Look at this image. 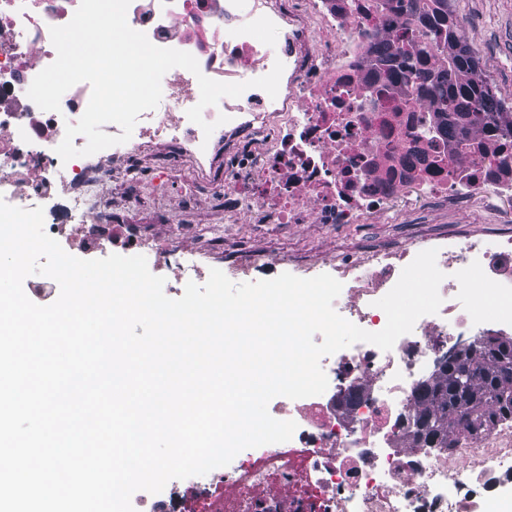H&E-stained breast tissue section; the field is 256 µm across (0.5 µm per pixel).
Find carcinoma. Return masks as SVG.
<instances>
[{
  "label": "carcinoma",
  "instance_id": "carcinoma-1",
  "mask_svg": "<svg viewBox=\"0 0 512 512\" xmlns=\"http://www.w3.org/2000/svg\"><path fill=\"white\" fill-rule=\"evenodd\" d=\"M432 2L427 23L441 36L440 47L450 66L436 74L417 68L413 72L432 82L438 111L448 116L451 132L463 133L489 118L512 135V110L478 78V61L456 34L448 0ZM417 398L424 410L416 424L430 434V446L451 448L462 428L473 434L500 418H512V354L501 357L480 349L477 355L448 366L432 386H422Z\"/></svg>",
  "mask_w": 512,
  "mask_h": 512
}]
</instances>
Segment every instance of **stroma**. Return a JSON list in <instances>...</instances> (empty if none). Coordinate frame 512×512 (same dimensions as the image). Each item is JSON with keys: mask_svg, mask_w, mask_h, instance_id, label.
<instances>
[{"mask_svg": "<svg viewBox=\"0 0 512 512\" xmlns=\"http://www.w3.org/2000/svg\"><path fill=\"white\" fill-rule=\"evenodd\" d=\"M450 8L461 23L460 39L480 62L481 74L498 97L512 103V0H449ZM195 180L191 163L179 164L164 181L155 174L145 173L146 185L156 186L162 195L168 215L164 224L153 225V233L162 239L179 238L187 260H195L198 244L180 238L185 224H197L220 233L225 240H247L263 251L289 254H322L328 257L363 243H375L403 235V224H268L255 227L249 224H228L223 214L200 208L188 213L180 207V197Z\"/></svg>", "mask_w": 512, "mask_h": 512, "instance_id": "35a3bbf8", "label": "stroma"}]
</instances>
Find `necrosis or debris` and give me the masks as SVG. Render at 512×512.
<instances>
[{
	"mask_svg": "<svg viewBox=\"0 0 512 512\" xmlns=\"http://www.w3.org/2000/svg\"><path fill=\"white\" fill-rule=\"evenodd\" d=\"M79 5L0 0V198L43 207L50 237L89 252L143 248L179 275L178 243L123 224L125 205L144 197L133 161L147 155L162 175L194 163L200 179L182 208L223 209L228 224L387 216L430 227L338 260L238 248L224 254L231 281L271 279L283 267L301 278L330 274L343 285L336 312L377 332L387 321L377 300L419 252L436 249L445 275L438 313L420 317L391 351L358 342L322 358L328 388L291 401L289 441L243 450L223 473L197 477L201 494L223 488L216 512H483L489 499L512 502V421L463 435L451 450L422 447L414 435L417 389L436 362L485 334H512V137L480 125L445 132L429 81L406 68L436 32L391 0H131L129 25L192 54L210 79L246 82L282 62L278 94L250 88L222 98L203 112L215 126L207 136L187 117L200 98L196 75L177 67L128 142L64 162L56 148L85 111L90 85L70 88L57 112L27 90L56 59L51 27ZM381 45L394 57L379 56ZM464 212L480 216L478 229L459 223Z\"/></svg>",
	"mask_w": 512,
	"mask_h": 512,
	"instance_id": "4bbe7bcc",
	"label": "necrosis or debris"
}]
</instances>
